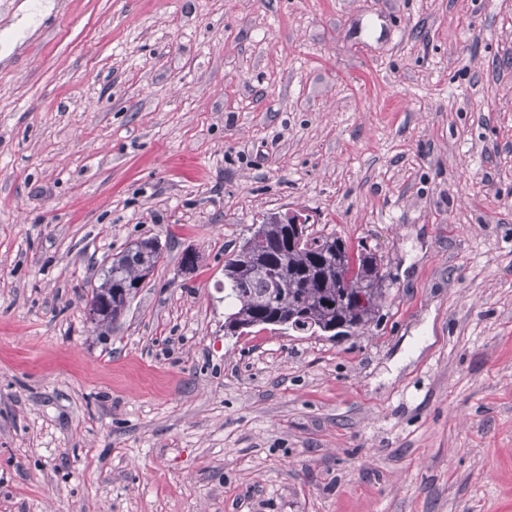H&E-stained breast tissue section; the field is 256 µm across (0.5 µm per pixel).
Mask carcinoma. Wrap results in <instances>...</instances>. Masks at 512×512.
I'll list each match as a JSON object with an SVG mask.
<instances>
[{"mask_svg":"<svg viewBox=\"0 0 512 512\" xmlns=\"http://www.w3.org/2000/svg\"><path fill=\"white\" fill-rule=\"evenodd\" d=\"M161 260L145 240L128 246L102 268L91 297L130 303L143 273L154 272ZM387 279L382 259L366 246L313 231L297 239L282 214L270 213L224 260V332L241 336L270 326L313 334L333 327L366 330L382 318Z\"/></svg>","mask_w":512,"mask_h":512,"instance_id":"cac0c4a2","label":"carcinoma"}]
</instances>
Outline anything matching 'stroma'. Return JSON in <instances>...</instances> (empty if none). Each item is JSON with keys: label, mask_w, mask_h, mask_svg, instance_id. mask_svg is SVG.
I'll use <instances>...</instances> for the list:
<instances>
[{"label": "stroma", "mask_w": 512, "mask_h": 512, "mask_svg": "<svg viewBox=\"0 0 512 512\" xmlns=\"http://www.w3.org/2000/svg\"><path fill=\"white\" fill-rule=\"evenodd\" d=\"M20 2L0 512H512V0H56L24 40ZM287 210L382 256L380 325L225 335L224 253ZM149 240L138 241L112 257L110 265L102 268L101 282L92 288L91 297L99 300L112 290V305L128 306L150 276L141 281L143 273H153L163 258L162 253L148 248Z\"/></svg>", "instance_id": "35a3bbf8"}]
</instances>
